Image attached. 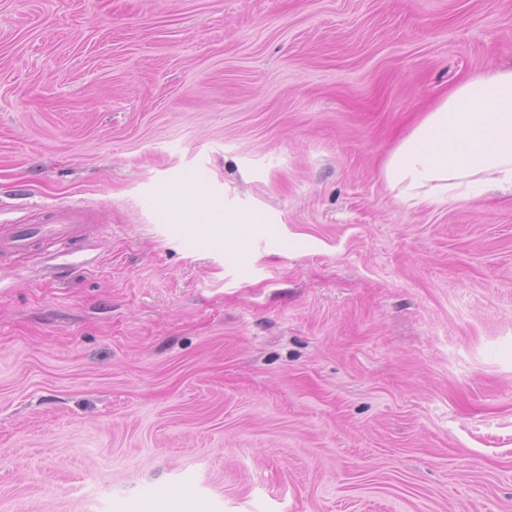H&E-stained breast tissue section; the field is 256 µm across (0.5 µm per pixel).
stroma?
<instances>
[{"label": "stroma", "instance_id": "obj_1", "mask_svg": "<svg viewBox=\"0 0 512 512\" xmlns=\"http://www.w3.org/2000/svg\"><path fill=\"white\" fill-rule=\"evenodd\" d=\"M512 0H0V512H512V194L395 146ZM249 225L224 223V214ZM40 215L24 224H0V257L14 253L48 250L57 243H67L82 232L86 211L67 207L52 211L46 219ZM41 219V220H40Z\"/></svg>", "mask_w": 512, "mask_h": 512}]
</instances>
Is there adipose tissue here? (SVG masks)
<instances>
[{
	"instance_id": "obj_1",
	"label": "adipose tissue",
	"mask_w": 512,
	"mask_h": 512,
	"mask_svg": "<svg viewBox=\"0 0 512 512\" xmlns=\"http://www.w3.org/2000/svg\"><path fill=\"white\" fill-rule=\"evenodd\" d=\"M383 177L414 207L512 189V67L488 68L451 89L398 143Z\"/></svg>"
}]
</instances>
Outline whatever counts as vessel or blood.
I'll list each match as a JSON object with an SVG mask.
<instances>
[{"label": "vessel or blood", "mask_w": 512, "mask_h": 512, "mask_svg": "<svg viewBox=\"0 0 512 512\" xmlns=\"http://www.w3.org/2000/svg\"><path fill=\"white\" fill-rule=\"evenodd\" d=\"M86 212L77 207L52 211L47 218L33 219L24 224H0V257L14 253L45 250L57 243L78 237Z\"/></svg>", "instance_id": "b4317fda"}]
</instances>
